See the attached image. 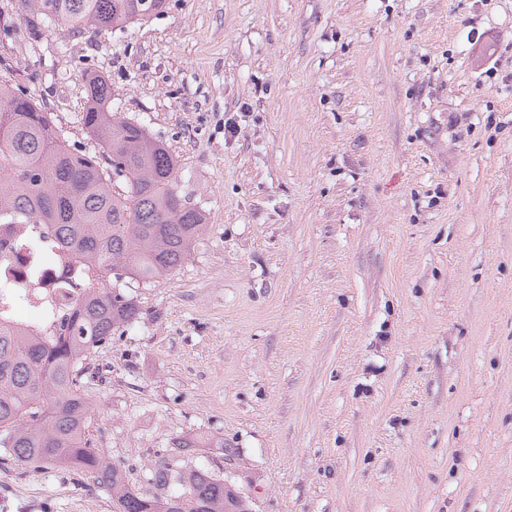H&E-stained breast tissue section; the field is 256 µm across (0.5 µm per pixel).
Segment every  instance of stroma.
Listing matches in <instances>:
<instances>
[{"mask_svg":"<svg viewBox=\"0 0 512 512\" xmlns=\"http://www.w3.org/2000/svg\"><path fill=\"white\" fill-rule=\"evenodd\" d=\"M89 73L207 217L124 283L139 317L83 367L91 446L138 492L201 468L252 512H512V0H167L95 37L0 0V80L91 150ZM0 512L112 498L12 463Z\"/></svg>","mask_w":512,"mask_h":512,"instance_id":"stroma-1","label":"stroma"}]
</instances>
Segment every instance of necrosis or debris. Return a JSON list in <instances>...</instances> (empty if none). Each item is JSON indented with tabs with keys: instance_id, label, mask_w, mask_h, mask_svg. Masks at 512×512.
I'll list each match as a JSON object with an SVG mask.
<instances>
[{
	"instance_id": "4bbe7bcc",
	"label": "necrosis or debris",
	"mask_w": 512,
	"mask_h": 512,
	"mask_svg": "<svg viewBox=\"0 0 512 512\" xmlns=\"http://www.w3.org/2000/svg\"><path fill=\"white\" fill-rule=\"evenodd\" d=\"M89 274L44 224H0V316L48 339L82 299Z\"/></svg>"
}]
</instances>
